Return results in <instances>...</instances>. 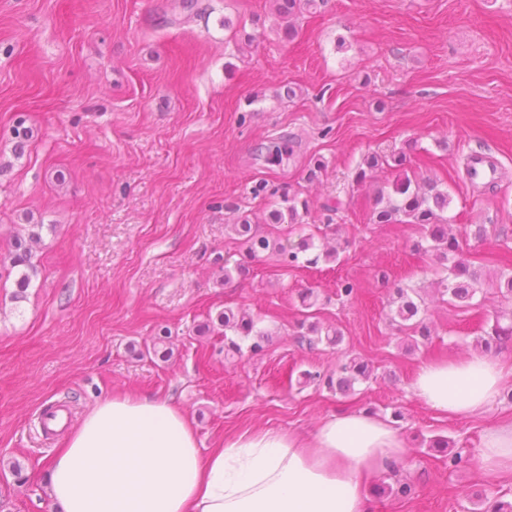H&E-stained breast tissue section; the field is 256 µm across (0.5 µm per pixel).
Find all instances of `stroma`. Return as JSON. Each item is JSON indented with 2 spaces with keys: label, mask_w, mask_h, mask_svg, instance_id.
I'll list each match as a JSON object with an SVG mask.
<instances>
[{
  "label": "stroma",
  "mask_w": 512,
  "mask_h": 512,
  "mask_svg": "<svg viewBox=\"0 0 512 512\" xmlns=\"http://www.w3.org/2000/svg\"><path fill=\"white\" fill-rule=\"evenodd\" d=\"M176 3L0 0V254L26 225L43 227L24 300L12 298L18 270L0 266V512H54L42 473L67 434L41 442V409L73 404L75 425L123 394L172 401L204 452L264 430L308 438L342 410H397L412 491L374 497V512L511 501L512 475L490 480L476 450L512 403L448 416L410 385L421 364L476 351L505 305L495 279L512 259V0H328L297 20L291 41L272 27L271 0H199L188 15ZM277 138L293 154L274 164L266 148ZM398 151L447 184L455 234L472 224L508 232L477 249L482 307L437 300L429 259L410 252L415 226L370 223L373 191L393 174L359 184L356 169ZM475 152L498 165L490 189L463 174ZM316 156L327 171L309 183ZM260 182L302 192L304 224L341 244L339 263L284 270L267 256L248 277H225L234 219L268 228L273 199L252 194ZM341 279L359 287L343 305ZM398 280L422 289L435 331L411 353L387 319ZM308 288L321 324L342 330L340 346L295 342ZM227 307L271 331L263 353L228 360L222 334L194 336ZM163 333L170 358L137 355ZM343 352L370 360L375 380L346 398L298 385L300 372L333 369ZM434 438L462 462L449 466L427 447Z\"/></svg>",
  "instance_id": "obj_1"
}]
</instances>
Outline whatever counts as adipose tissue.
Masks as SVG:
<instances>
[{
	"mask_svg": "<svg viewBox=\"0 0 512 512\" xmlns=\"http://www.w3.org/2000/svg\"><path fill=\"white\" fill-rule=\"evenodd\" d=\"M504 381L498 360L474 353L422 364L411 389L432 409L480 416ZM405 454L398 430L364 412L329 417L309 443L266 430L205 454L180 410L125 394L72 429L46 480L58 512H372L365 478ZM478 460L489 478L512 473V422L486 430Z\"/></svg>",
	"mask_w": 512,
	"mask_h": 512,
	"instance_id": "ef3b65f1",
	"label": "adipose tissue"
}]
</instances>
